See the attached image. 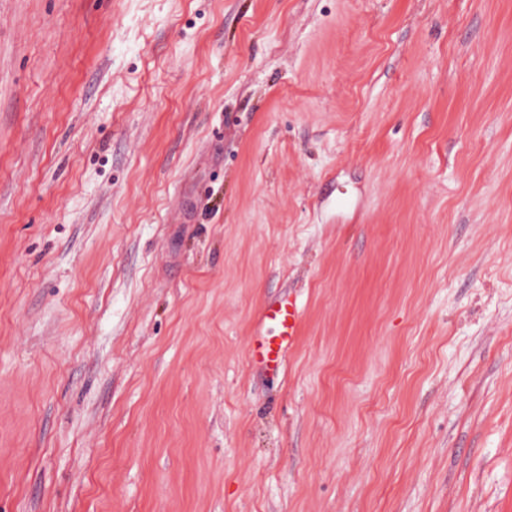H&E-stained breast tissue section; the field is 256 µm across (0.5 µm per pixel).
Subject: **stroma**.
Listing matches in <instances>:
<instances>
[{
  "label": "stroma",
  "instance_id": "stroma-1",
  "mask_svg": "<svg viewBox=\"0 0 512 512\" xmlns=\"http://www.w3.org/2000/svg\"><path fill=\"white\" fill-rule=\"evenodd\" d=\"M0 512H512V0H0ZM260 320L264 329L252 349V359L267 369L278 370L287 348L299 335L300 310L290 299H282L263 306Z\"/></svg>",
  "mask_w": 512,
  "mask_h": 512
}]
</instances>
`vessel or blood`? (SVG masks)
Segmentation results:
<instances>
[{"label":"vessel or blood","mask_w":512,"mask_h":512,"mask_svg":"<svg viewBox=\"0 0 512 512\" xmlns=\"http://www.w3.org/2000/svg\"><path fill=\"white\" fill-rule=\"evenodd\" d=\"M260 320L264 326L251 352L254 361L268 369H280L287 348L300 329V310L296 303L284 299L262 307Z\"/></svg>","instance_id":"1"}]
</instances>
